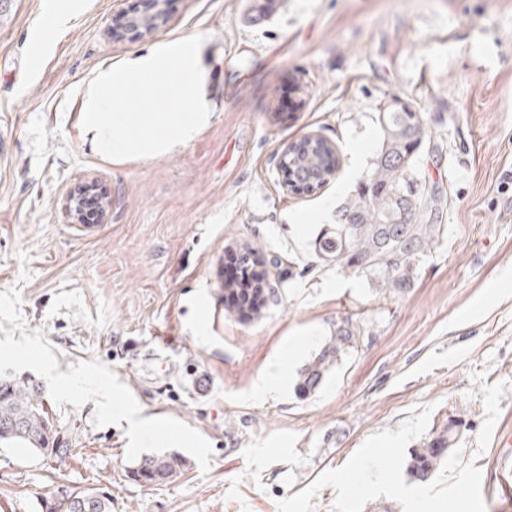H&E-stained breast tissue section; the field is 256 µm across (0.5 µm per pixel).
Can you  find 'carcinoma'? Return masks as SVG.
<instances>
[{"label":"carcinoma","instance_id":"cac0c4a2","mask_svg":"<svg viewBox=\"0 0 512 512\" xmlns=\"http://www.w3.org/2000/svg\"><path fill=\"white\" fill-rule=\"evenodd\" d=\"M378 123L381 141L366 178L338 211L333 230L319 238L318 252L352 273L398 286L422 254L439 244L443 232L440 224L418 222L432 201L425 191L427 175L419 166L420 149L428 139L421 116L405 104L392 103L378 113ZM359 334L360 329L350 323L336 328L299 370L298 393H314L331 367L357 345ZM45 401L43 387L31 377L0 376L1 448H25L54 458L70 452L58 447ZM464 427L462 419L450 418L447 426L412 449L406 462L410 480H429L461 440ZM185 465L179 455H145L134 462L131 474L140 483H156L177 476ZM42 512H112V497L92 490L73 491L45 500Z\"/></svg>","mask_w":512,"mask_h":512}]
</instances>
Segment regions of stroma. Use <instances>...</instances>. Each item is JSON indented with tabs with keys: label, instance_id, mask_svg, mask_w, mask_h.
Here are the masks:
<instances>
[{
	"label": "stroma",
	"instance_id": "35a3bbf8",
	"mask_svg": "<svg viewBox=\"0 0 512 512\" xmlns=\"http://www.w3.org/2000/svg\"><path fill=\"white\" fill-rule=\"evenodd\" d=\"M50 0H0V372L42 382L49 459L0 447V512L92 488L112 512H278L372 435L429 411L466 420L458 447L482 473L486 512L512 465V0H165L150 35L113 29L151 0H79L53 47L36 45ZM204 38L212 117L190 142L110 160L83 127L81 88L101 66L160 42ZM401 100L425 120L444 227L401 289L322 259ZM314 132L340 167L311 193L285 188V146ZM94 184L107 204L83 229L65 208ZM252 251L270 288L228 312V252ZM361 337L308 397L298 371L337 327ZM302 341L296 355L288 344ZM288 377L260 393L275 363ZM509 383L478 450L484 386ZM136 417L138 428L128 419ZM187 465L155 485L145 455ZM186 460L175 454L145 455L136 460L130 472L140 483L169 480L181 473Z\"/></svg>",
	"mask_w": 512,
	"mask_h": 512
}]
</instances>
